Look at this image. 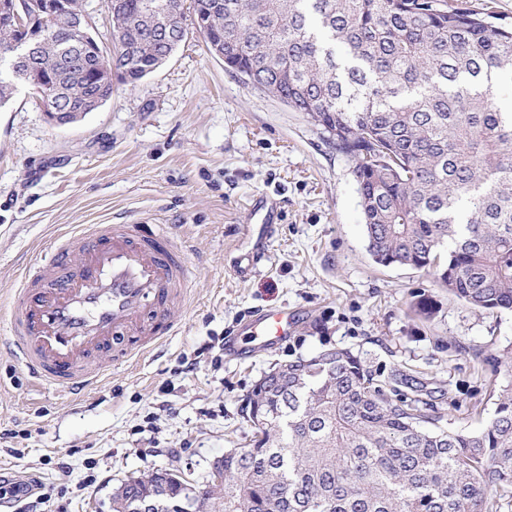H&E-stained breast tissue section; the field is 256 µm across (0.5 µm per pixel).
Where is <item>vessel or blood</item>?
Segmentation results:
<instances>
[{"label":"vessel or blood","mask_w":512,"mask_h":512,"mask_svg":"<svg viewBox=\"0 0 512 512\" xmlns=\"http://www.w3.org/2000/svg\"><path fill=\"white\" fill-rule=\"evenodd\" d=\"M80 262H72V252ZM185 247L165 229L140 224H91L61 239L52 257L27 269L9 302V349L30 379L73 395L103 375L89 359L128 361L152 353L177 326L171 305L187 299ZM295 326L285 309L253 320L248 351L284 341Z\"/></svg>","instance_id":"obj_1"}]
</instances>
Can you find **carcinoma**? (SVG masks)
Here are the masks:
<instances>
[{
  "instance_id": "1",
  "label": "carcinoma",
  "mask_w": 512,
  "mask_h": 512,
  "mask_svg": "<svg viewBox=\"0 0 512 512\" xmlns=\"http://www.w3.org/2000/svg\"><path fill=\"white\" fill-rule=\"evenodd\" d=\"M224 67L305 113L356 160L367 250L381 266L435 271L480 311L512 310V30L448 0H110L113 54L45 0H0L45 44L0 61V107L16 84L54 82L77 109L134 83L185 41V7ZM479 431L439 425L422 398H392L347 349L278 365L242 413L251 447L224 452V485L200 501L158 470V512H493L512 500V383Z\"/></svg>"
}]
</instances>
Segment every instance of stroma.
<instances>
[{
	"instance_id": "obj_1",
	"label": "stroma",
	"mask_w": 512,
	"mask_h": 512,
	"mask_svg": "<svg viewBox=\"0 0 512 512\" xmlns=\"http://www.w3.org/2000/svg\"><path fill=\"white\" fill-rule=\"evenodd\" d=\"M354 167L304 113L225 70L195 30L71 124H51L18 87L0 108V342L11 288L75 226L166 225L189 237L192 275L170 312L177 332L84 396L35 387L0 353V474L38 478L48 499L37 512H112L117 484L157 469L205 486L215 457L247 448L241 408L261 376L331 348L406 375L401 392L443 425L484 427L492 390L512 380V311L472 309L422 271L374 263ZM261 196L277 223H252ZM248 252L261 259L242 275ZM422 297L431 316L415 309ZM281 308L296 317L288 338L238 351L248 320Z\"/></svg>"
}]
</instances>
